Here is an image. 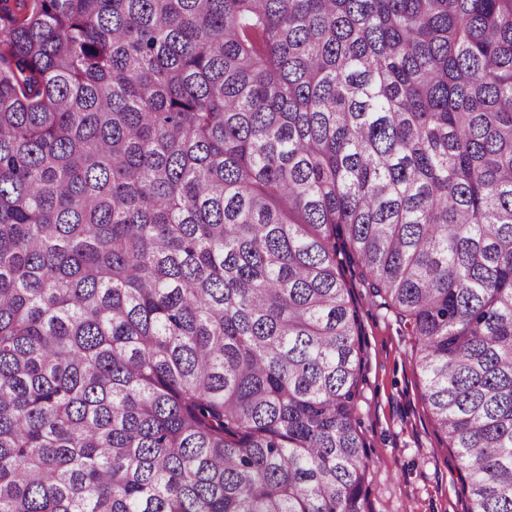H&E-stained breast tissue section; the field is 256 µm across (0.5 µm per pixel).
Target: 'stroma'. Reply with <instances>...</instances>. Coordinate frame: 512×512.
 Masks as SVG:
<instances>
[{
	"instance_id": "stroma-1",
	"label": "stroma",
	"mask_w": 512,
	"mask_h": 512,
	"mask_svg": "<svg viewBox=\"0 0 512 512\" xmlns=\"http://www.w3.org/2000/svg\"><path fill=\"white\" fill-rule=\"evenodd\" d=\"M350 286L363 318L364 381L356 419L372 451L371 512H466L458 462L421 400L405 328L372 303L358 280Z\"/></svg>"
}]
</instances>
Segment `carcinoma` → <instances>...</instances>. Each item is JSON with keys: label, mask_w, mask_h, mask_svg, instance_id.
<instances>
[{"label": "carcinoma", "mask_w": 512, "mask_h": 512, "mask_svg": "<svg viewBox=\"0 0 512 512\" xmlns=\"http://www.w3.org/2000/svg\"><path fill=\"white\" fill-rule=\"evenodd\" d=\"M350 267L512 512V0H0V512H369Z\"/></svg>", "instance_id": "1"}]
</instances>
